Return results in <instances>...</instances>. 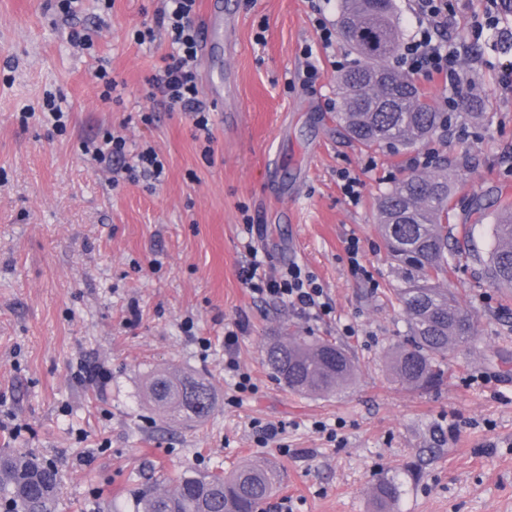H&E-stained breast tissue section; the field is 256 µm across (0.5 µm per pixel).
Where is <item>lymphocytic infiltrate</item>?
<instances>
[{
  "mask_svg": "<svg viewBox=\"0 0 512 512\" xmlns=\"http://www.w3.org/2000/svg\"><path fill=\"white\" fill-rule=\"evenodd\" d=\"M162 2V7L155 12L153 25L134 32L138 44L153 42L161 32L171 46L147 83L152 96L160 98L168 111L189 115L195 128L194 137L203 141V153L208 156L212 153L214 134L211 108L200 95L197 73L199 0ZM412 10L416 30L399 50L404 70L411 77L441 81L448 91L442 101L443 109L457 110L464 78L460 53L446 37V0H413ZM84 150L96 162L110 168L113 174L125 176L127 180H142L157 186L164 179V159L150 144L132 150L125 137L107 131L100 140L86 143ZM240 279L253 292L287 303L303 317L319 318L330 313L322 285L299 265H289L285 270L267 276L261 274L260 263L254 260L242 267Z\"/></svg>",
  "mask_w": 512,
  "mask_h": 512,
  "instance_id": "obj_1",
  "label": "lymphocytic infiltrate"
}]
</instances>
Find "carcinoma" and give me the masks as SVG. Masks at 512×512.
Instances as JSON below:
<instances>
[{
	"mask_svg": "<svg viewBox=\"0 0 512 512\" xmlns=\"http://www.w3.org/2000/svg\"><path fill=\"white\" fill-rule=\"evenodd\" d=\"M337 27L358 56L336 73L341 111L336 119L347 136L365 147H412L448 126L413 80L389 65L402 44L393 0H340ZM455 191L448 172H415L397 181L378 201L382 228L400 286L396 299L406 314L408 342L389 356L402 384L431 388L445 377L448 354L474 334L473 316L448 288L457 253L481 267L484 278L512 291V201L499 200L494 243L482 259L469 237L453 233ZM265 361L279 381L295 393L330 395L352 383L355 365L341 347L297 332L271 338ZM143 399L170 420L201 423L215 404L212 386L181 371L156 370ZM278 483L275 471L241 464L231 475L185 471L138 489L136 512H256ZM59 488L56 466L33 453L0 449V512H55ZM399 496L392 480L378 483V512Z\"/></svg>",
	"mask_w": 512,
	"mask_h": 512,
	"instance_id": "1",
	"label": "carcinoma"
}]
</instances>
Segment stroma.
Returning <instances> with one entry per match:
<instances>
[{"label": "stroma", "instance_id": "obj_1", "mask_svg": "<svg viewBox=\"0 0 512 512\" xmlns=\"http://www.w3.org/2000/svg\"><path fill=\"white\" fill-rule=\"evenodd\" d=\"M230 2L235 51L214 68L236 92L212 114L208 162L188 115L158 107L152 125L139 120L169 47L161 36L139 45L131 30L158 0H114L107 14L84 0L74 18L56 0H0V448L54 462L56 512H133L149 480L245 462L279 477L262 512H376L373 489L386 479L400 486L390 512H512V296L457 257L451 287L474 316L475 342L449 354L432 389L393 377L388 355L408 324L377 202L416 151L339 134L331 61L357 60L344 41L321 53L316 92L300 86L301 51L318 43L307 0ZM448 13L464 103L426 149L432 170L451 171L463 208L512 195V6L448 0ZM75 29L93 50L71 43ZM102 66L124 82L122 103L100 99ZM50 96L69 114L65 131L21 118ZM107 130L156 147L162 186L113 180L84 153ZM344 172L360 181L358 201L342 190ZM250 247L266 272L296 262L317 277L330 315L308 320L246 288ZM237 322V360L256 385L241 397L224 370V330ZM289 330L347 349L354 382L334 395L288 391L263 347ZM81 365L107 376L80 379ZM167 367L213 386L206 422H173L143 402L148 375ZM267 423L283 432L261 447L255 427Z\"/></svg>", "mask_w": 512, "mask_h": 512}]
</instances>
